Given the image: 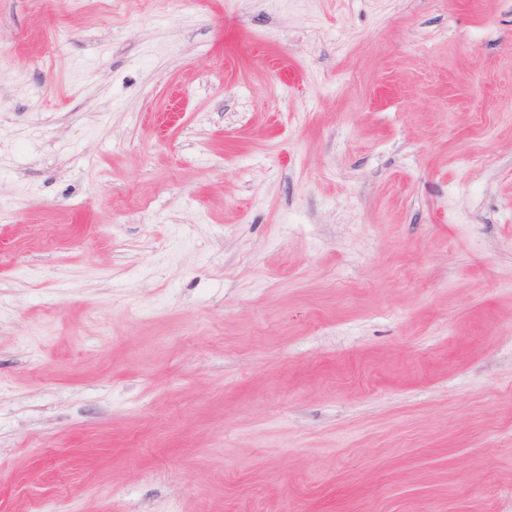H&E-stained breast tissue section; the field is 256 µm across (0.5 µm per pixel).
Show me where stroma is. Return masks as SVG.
<instances>
[{
	"label": "stroma",
	"mask_w": 512,
	"mask_h": 512,
	"mask_svg": "<svg viewBox=\"0 0 512 512\" xmlns=\"http://www.w3.org/2000/svg\"><path fill=\"white\" fill-rule=\"evenodd\" d=\"M512 512V0H0V512Z\"/></svg>",
	"instance_id": "stroma-1"
}]
</instances>
